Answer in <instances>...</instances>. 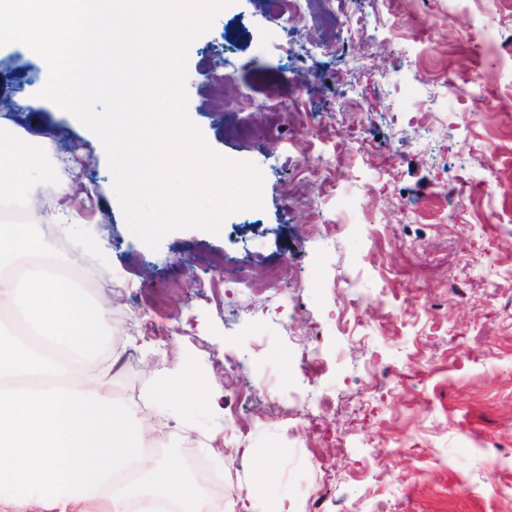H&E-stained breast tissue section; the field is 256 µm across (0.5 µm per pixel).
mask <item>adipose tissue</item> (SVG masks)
Returning a JSON list of instances; mask_svg holds the SVG:
<instances>
[{
    "mask_svg": "<svg viewBox=\"0 0 512 512\" xmlns=\"http://www.w3.org/2000/svg\"><path fill=\"white\" fill-rule=\"evenodd\" d=\"M35 137L0 118V205L18 203L23 219L0 218V311L37 336L24 343L0 330V512H215L208 478L190 491L171 467L149 456L154 429L116 409L112 361L95 347L110 312L62 275L7 270L23 254L41 255L36 227L73 218L72 184L36 174ZM52 187L51 203L30 194L34 176Z\"/></svg>",
    "mask_w": 512,
    "mask_h": 512,
    "instance_id": "adipose-tissue-1",
    "label": "adipose tissue"
}]
</instances>
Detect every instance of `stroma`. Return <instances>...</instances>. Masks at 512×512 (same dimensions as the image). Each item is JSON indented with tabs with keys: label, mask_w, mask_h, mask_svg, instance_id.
Returning <instances> with one entry per match:
<instances>
[{
	"label": "stroma",
	"mask_w": 512,
	"mask_h": 512,
	"mask_svg": "<svg viewBox=\"0 0 512 512\" xmlns=\"http://www.w3.org/2000/svg\"><path fill=\"white\" fill-rule=\"evenodd\" d=\"M346 11L362 15L368 33L349 35L340 56L321 52L314 20L283 27L261 0H233L193 41L188 116L212 149L259 167L262 207L230 214L217 235L174 231L155 251L130 232L96 136L52 101L27 111L47 83L45 61L19 43L0 47L15 123L42 137L43 165L73 149L94 192L74 200L78 225L45 233L46 250L110 310L99 353L119 355L117 403L147 421L164 412L162 461L183 484L194 477L190 456L223 478L221 512L260 466L275 475L257 493L258 512H276L283 499L290 512H309L316 496L339 512H512V217L501 210L512 190V139L502 135L512 126V59L497 49L512 40V0H346ZM474 69L483 86L466 83ZM223 71L225 84L207 81ZM262 71L302 80L318 129L297 134L286 102L274 139L250 143L231 131L265 122L254 106ZM340 71L357 100L337 95ZM218 96L233 106L232 122L215 110ZM420 110L427 120L418 125L411 116ZM466 110L480 124L463 123ZM355 133L357 151L346 147ZM487 143L497 183L464 206L441 195L451 177L482 183ZM340 148L342 162L327 167ZM317 169L328 194L308 177ZM316 202L322 221L341 225L336 237L305 236ZM80 235L104 240V254L68 258ZM277 265L295 271L288 293L255 294L237 273ZM350 271L372 298L352 335L337 327L350 295L336 280ZM452 276L463 297H449ZM381 294L401 305L400 317L387 318ZM314 352L324 370H307ZM426 355L436 359L429 375ZM373 357L395 371L381 391L363 382ZM179 369L209 394L173 391L156 405L151 392ZM313 393L329 403L307 435Z\"/></svg>",
	"instance_id": "stroma-1"
}]
</instances>
